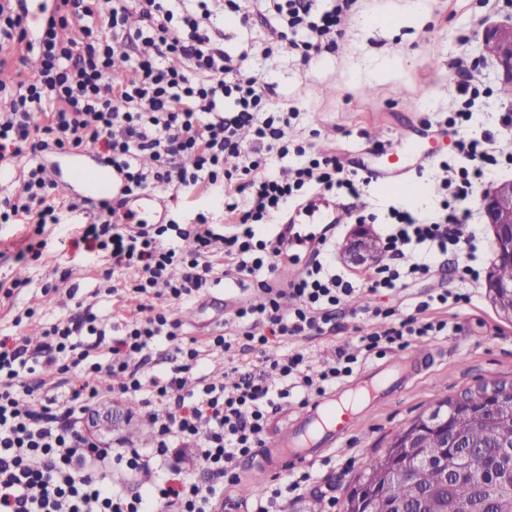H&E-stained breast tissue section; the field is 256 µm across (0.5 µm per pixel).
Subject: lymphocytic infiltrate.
<instances>
[{
  "label": "lymphocytic infiltrate",
  "instance_id": "1",
  "mask_svg": "<svg viewBox=\"0 0 512 512\" xmlns=\"http://www.w3.org/2000/svg\"><path fill=\"white\" fill-rule=\"evenodd\" d=\"M54 2L33 37L23 0H0V51L40 59L30 76L0 84V98L9 101L0 110V174L22 181L19 195L0 199V224L31 225L20 255L37 259L47 246L45 229L59 222L61 211L89 212L81 239L88 252L112 261L104 274L107 292L122 287L166 305L109 329L88 309L78 320L49 324L34 349L23 337L0 342V512H153L159 504L169 512H212L225 475L262 446L278 401L324 393L349 376L357 361L343 348L323 369L314 368L302 350L264 357L270 339L324 333L333 308L356 288L318 262L279 282L283 237L259 238L255 227L272 223L311 190L355 195L366 181L344 172L335 158L290 149L288 114L264 111L268 87L247 75L246 53L225 50L205 0L195 8L187 0ZM272 3L286 29L310 31L305 51L318 55L334 43L338 12L314 19L304 0ZM133 10L140 16L135 29L128 26ZM129 68L138 81L125 79ZM89 142L99 146L103 165L120 174V199L68 197L52 182L45 156L75 152ZM292 151L298 163L286 175L272 173L269 156ZM458 151L466 167L444 164L440 185L453 200L449 211L431 224L407 211L393 213L387 250L400 256L419 247L423 257L404 272L376 269L370 292L428 274L430 255L459 246L474 183L496 158L475 139L460 141ZM152 184L209 195L216 208L197 212L187 223L169 216L158 224L117 222L125 199ZM218 210L232 231L215 222ZM224 267L255 279L257 299L236 308L234 332L183 337L169 303L200 296ZM287 293L298 301L290 311L279 303ZM445 327L442 320L412 317L368 330L360 343L367 352L384 343L402 346ZM177 336L184 342L172 366L150 371L159 339ZM239 347L262 359L240 370L232 389L200 375L208 356ZM116 392L139 397V416L154 431L150 449L99 448L86 436L93 405ZM188 453L210 481L197 482L180 467ZM155 460L169 468L144 493L112 486L99 473L112 463L129 477Z\"/></svg>",
  "mask_w": 512,
  "mask_h": 512
}]
</instances>
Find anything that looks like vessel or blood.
Masks as SVG:
<instances>
[{"mask_svg": "<svg viewBox=\"0 0 512 512\" xmlns=\"http://www.w3.org/2000/svg\"><path fill=\"white\" fill-rule=\"evenodd\" d=\"M92 149L72 153L68 179L58 181L63 194H70L73 186H81L85 197L109 199L119 195V183L111 170L92 166ZM160 201L154 195L134 197L125 206L138 224H157L164 218ZM432 358L430 350L391 361L385 368L364 369L357 378L330 395L310 401L302 410L286 417L272 439L258 450V465L264 470H275L282 465L296 467L318 460L328 448L340 447L341 441L355 423L351 410L353 403L367 398H383L387 387H402L427 368Z\"/></svg>", "mask_w": 512, "mask_h": 512, "instance_id": "vessel-or-blood-1", "label": "vessel or blood"}]
</instances>
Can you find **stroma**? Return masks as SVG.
Returning <instances> with one entry per match:
<instances>
[{"instance_id": "35a3bbf8", "label": "stroma", "mask_w": 512, "mask_h": 512, "mask_svg": "<svg viewBox=\"0 0 512 512\" xmlns=\"http://www.w3.org/2000/svg\"><path fill=\"white\" fill-rule=\"evenodd\" d=\"M217 23L224 30V46L232 51L251 48L246 69L259 83L270 86L265 106L269 112L290 113L293 143L345 160L359 152L371 167L384 168L391 154L410 169L409 186L415 196L394 195L390 183L379 180L364 187L360 197L321 196L322 206L341 205L348 216L315 257H300L301 265L317 260L355 285L371 275L372 266H358L343 255V247L360 218L377 240H384L391 226V208L407 209L420 221H433L442 210L443 197L434 192L445 173L442 162L457 163L454 144L460 137L485 141L493 151H512V101L498 78L494 61L484 53L485 30L512 20V0H354L341 16L336 42L321 57L304 60L295 41L279 35L275 12L264 0H243L242 17H231L224 0H212ZM471 101L473 116L465 123L452 117L464 101ZM416 141L414 153L397 152L402 137ZM85 216L66 212L47 235L40 259L15 261L26 227L0 224V282L23 281L13 298L0 297V338L25 334L38 344L43 325L78 315L79 303L93 305L103 324L140 316L147 299H118L100 290V279L112 263L78 251L73 240ZM464 233H475L471 264L479 269L477 281L462 280L464 260L456 250L433 256L429 275L407 281L405 286L360 294L337 305L333 328L324 335L300 340L315 366L332 363L337 348L358 353L359 337L369 315L368 307L390 312L392 322L414 314L417 302L448 291L461 295L429 311L432 319L448 323L447 332L410 342L408 346L383 345L360 355L359 367L380 366L397 356L421 348H436L433 367L417 375L406 387L364 409L359 422L338 448L323 452L313 464L298 494L290 496L285 512H345L347 496L367 462L383 453L390 437L425 412L433 399L457 397L493 378L512 382V318L488 297L485 276L494 253V234L481 207H474ZM251 296L235 276L224 277L200 300L176 312L185 331L204 337L231 321L226 298L242 302ZM35 309L32 321L15 327L14 319ZM237 482H225L224 501L215 512H246L240 489L251 480L257 489H274L292 478L291 470L263 471L252 460H241Z\"/></svg>"}]
</instances>
